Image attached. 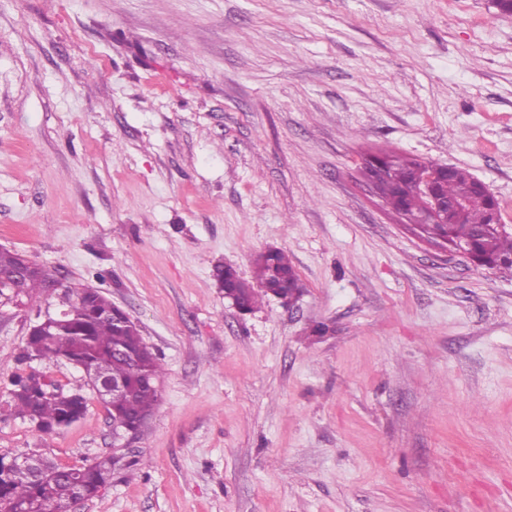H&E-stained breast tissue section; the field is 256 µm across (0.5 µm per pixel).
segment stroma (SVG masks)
<instances>
[{"label":"stroma","instance_id":"stroma-1","mask_svg":"<svg viewBox=\"0 0 512 512\" xmlns=\"http://www.w3.org/2000/svg\"><path fill=\"white\" fill-rule=\"evenodd\" d=\"M392 148L467 169L512 225V13L493 0H0V248L101 288L159 357L116 439L65 361H18L56 294L0 306V458L81 467L74 512H512V275L406 232ZM288 254L305 290L238 313L214 279ZM82 390L51 434L9 407ZM32 374L47 395H60L52 380L40 373ZM32 374H16L11 380V406L19 418L30 422L37 431L50 434L83 415L86 398L80 391L64 394L68 399L48 397L35 383H30Z\"/></svg>","mask_w":512,"mask_h":512}]
</instances>
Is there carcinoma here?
<instances>
[{
    "mask_svg": "<svg viewBox=\"0 0 512 512\" xmlns=\"http://www.w3.org/2000/svg\"><path fill=\"white\" fill-rule=\"evenodd\" d=\"M380 163L373 189L406 224H418L425 217L426 201L418 190L425 163L393 151L372 155ZM438 189L462 211L451 215L446 224L429 225L428 235L446 236L469 246L480 266L512 272V233L499 229L498 203L486 186L471 173L456 166H443ZM216 279L224 289L254 310L267 296L302 287L288 256L278 250L261 253L255 259L251 284L235 271L217 266ZM56 274L40 265L28 271L21 268L15 252L0 250V304L31 297L48 290ZM65 317L62 322L27 335L18 361L33 353L48 362L67 361L123 384V397L110 403L113 421L133 424L151 414L159 400L150 384L161 375L163 366L144 342L139 329L124 327L112 319V300L93 287H67L59 293ZM11 406L16 415L30 422L37 431L50 434L79 419L86 409L85 396L76 391L67 398L45 395L32 383V375L17 374L11 380ZM33 467L3 469L0 461V512H71L75 488L81 486L89 497L112 479V457L82 467L65 468L36 456Z\"/></svg>",
    "mask_w": 512,
    "mask_h": 512,
    "instance_id": "1",
    "label": "carcinoma"
}]
</instances>
